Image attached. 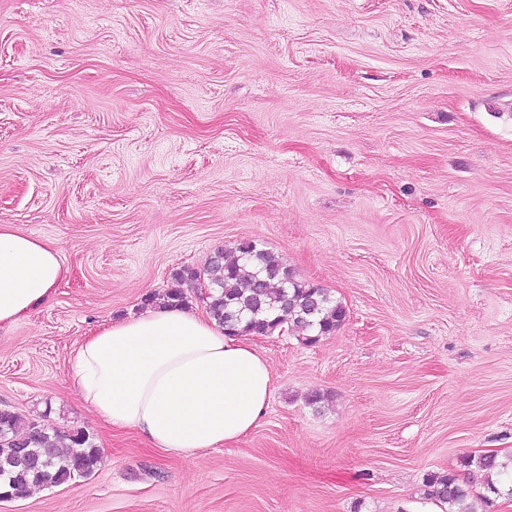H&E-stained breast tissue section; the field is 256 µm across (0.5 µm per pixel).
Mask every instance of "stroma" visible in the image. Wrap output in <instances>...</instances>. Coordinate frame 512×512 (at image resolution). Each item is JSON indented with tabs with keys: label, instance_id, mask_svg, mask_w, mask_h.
<instances>
[{
	"label": "stroma",
	"instance_id": "stroma-1",
	"mask_svg": "<svg viewBox=\"0 0 512 512\" xmlns=\"http://www.w3.org/2000/svg\"><path fill=\"white\" fill-rule=\"evenodd\" d=\"M0 224L69 270L0 409L99 450L0 512H448L430 475L512 460V0H0ZM243 240L341 329L252 336L269 407L196 460L110 429L75 350Z\"/></svg>",
	"mask_w": 512,
	"mask_h": 512
}]
</instances>
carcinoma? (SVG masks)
Segmentation results:
<instances>
[{
	"instance_id": "obj_1",
	"label": "carcinoma",
	"mask_w": 512,
	"mask_h": 512,
	"mask_svg": "<svg viewBox=\"0 0 512 512\" xmlns=\"http://www.w3.org/2000/svg\"><path fill=\"white\" fill-rule=\"evenodd\" d=\"M208 283L206 307L222 327L233 324L239 335H266L281 329L303 343H315L340 330L345 307L330 292L314 283L299 280L274 252L252 240L233 250L219 251L205 270ZM23 453L37 463L31 469L10 466ZM97 448L83 430L53 432L35 421H25L10 410H0V491L19 494L30 486H54L92 473ZM508 464L496 454L476 461L472 480L460 482L459 475H433L428 484L431 496L448 506V512H477L473 483L486 492L512 496Z\"/></svg>"
}]
</instances>
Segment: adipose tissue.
Segmentation results:
<instances>
[{"label":"adipose tissue","instance_id":"1","mask_svg":"<svg viewBox=\"0 0 512 512\" xmlns=\"http://www.w3.org/2000/svg\"><path fill=\"white\" fill-rule=\"evenodd\" d=\"M67 275L51 243L0 224V327L29 316ZM72 366L81 401L105 424L184 457L249 433L274 390L268 360L248 340L167 304L102 326Z\"/></svg>","mask_w":512,"mask_h":512}]
</instances>
